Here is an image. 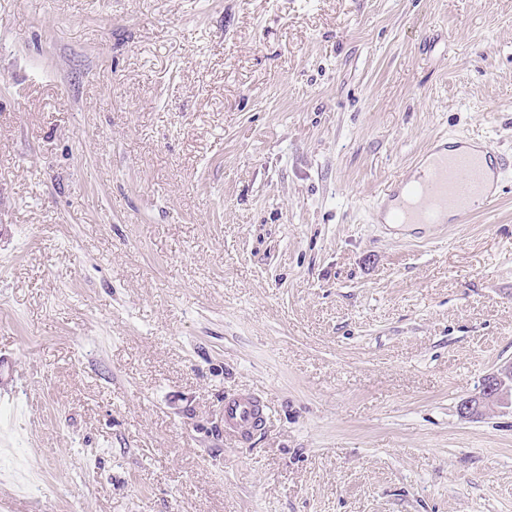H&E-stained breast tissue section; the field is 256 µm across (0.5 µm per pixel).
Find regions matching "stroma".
I'll use <instances>...</instances> for the list:
<instances>
[{
  "mask_svg": "<svg viewBox=\"0 0 512 512\" xmlns=\"http://www.w3.org/2000/svg\"><path fill=\"white\" fill-rule=\"evenodd\" d=\"M442 134L512 151V0H0L13 512H512V175L372 217ZM512 410V362L487 376L479 393L458 406L462 418L470 419L489 411ZM263 401L249 394H227L224 397V433L229 438L242 442L266 425Z\"/></svg>",
  "mask_w": 512,
  "mask_h": 512,
  "instance_id": "stroma-1",
  "label": "stroma"
}]
</instances>
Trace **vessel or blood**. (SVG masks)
<instances>
[{
  "label": "vessel or blood",
  "mask_w": 512,
  "mask_h": 512,
  "mask_svg": "<svg viewBox=\"0 0 512 512\" xmlns=\"http://www.w3.org/2000/svg\"><path fill=\"white\" fill-rule=\"evenodd\" d=\"M512 172V154L491 143L464 137L435 139L413 162L406 177L391 182L373 212L380 224L469 223L499 200L505 174ZM263 401L233 393L224 398V433L248 439L266 425Z\"/></svg>",
  "instance_id": "b4317fda"
}]
</instances>
